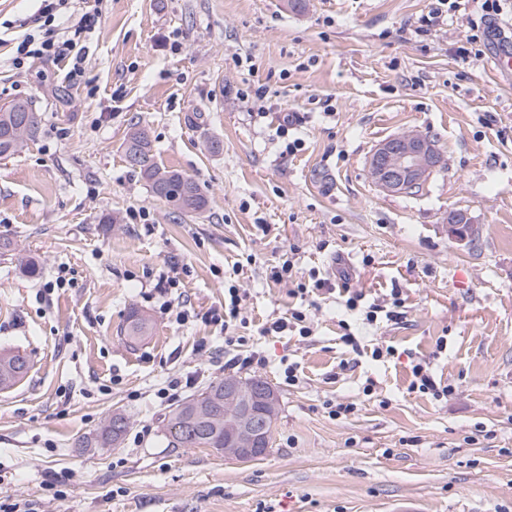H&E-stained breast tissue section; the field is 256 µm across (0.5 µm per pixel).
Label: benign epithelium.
Listing matches in <instances>:
<instances>
[{"label": "benign epithelium", "mask_w": 512, "mask_h": 512, "mask_svg": "<svg viewBox=\"0 0 512 512\" xmlns=\"http://www.w3.org/2000/svg\"><path fill=\"white\" fill-rule=\"evenodd\" d=\"M441 164L437 144L419 129L392 136L376 145L367 165L375 186L389 195H404L425 185ZM473 234V225L464 211L448 216V236L462 241ZM275 408L278 395L268 386H245L238 379L224 378V418L230 436L224 445V457L249 461L262 456L269 447L268 419H259L255 403Z\"/></svg>", "instance_id": "obj_1"}]
</instances>
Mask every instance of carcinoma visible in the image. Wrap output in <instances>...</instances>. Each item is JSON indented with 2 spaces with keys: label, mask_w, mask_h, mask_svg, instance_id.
Returning a JSON list of instances; mask_svg holds the SVG:
<instances>
[{
  "label": "carcinoma",
  "mask_w": 512,
  "mask_h": 512,
  "mask_svg": "<svg viewBox=\"0 0 512 512\" xmlns=\"http://www.w3.org/2000/svg\"><path fill=\"white\" fill-rule=\"evenodd\" d=\"M37 117L29 102L18 100L0 106V156L10 157L34 136ZM126 162L148 183L153 195L184 214H199L206 199L197 182L176 169L161 168L154 161L153 147L144 128L135 127L123 142ZM150 331L149 319L134 311L124 329L125 336L136 340ZM28 370V361L18 352H0V390L9 389ZM206 397H191L165 414L164 438L171 448H222L228 431L224 429V381L211 383ZM129 426L122 414L112 415L93 438L78 444L80 448H110L124 436Z\"/></svg>",
  "instance_id": "obj_1"
}]
</instances>
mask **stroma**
Returning a JSON list of instances; mask_svg holds the SVG:
<instances>
[{"label": "stroma", "mask_w": 512, "mask_h": 512, "mask_svg": "<svg viewBox=\"0 0 512 512\" xmlns=\"http://www.w3.org/2000/svg\"><path fill=\"white\" fill-rule=\"evenodd\" d=\"M38 7L0 0V104L29 99L39 116L0 160V237L41 268L0 254V350L29 361L0 390V512H512V82L489 65L512 14L463 60L466 16L418 32L430 0H103L73 78L63 62L11 66L17 22ZM260 84L256 117L245 96ZM136 126L158 164L198 183L202 213L174 212L126 164ZM409 129L434 136L445 166L418 195L382 194L366 158ZM454 210L472 241L449 238ZM286 256L335 292L273 281ZM237 263L239 348L207 319ZM395 287L400 314L366 323L362 309L391 308ZM134 309L152 330L132 343ZM296 309L311 336L263 334ZM378 345L392 355L372 359ZM254 350L260 362L225 369ZM419 362L453 393L410 392ZM230 375L278 393L268 451L240 462L166 447L157 390L192 378L183 400ZM330 402L357 410L336 420ZM115 413L129 419L121 443L79 449Z\"/></svg>", "instance_id": "35a3bbf8"}]
</instances>
